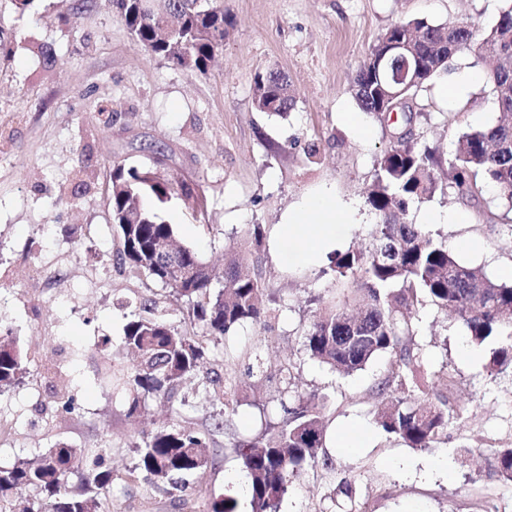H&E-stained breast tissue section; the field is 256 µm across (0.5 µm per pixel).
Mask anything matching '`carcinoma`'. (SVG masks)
Returning <instances> with one entry per match:
<instances>
[{
  "mask_svg": "<svg viewBox=\"0 0 512 512\" xmlns=\"http://www.w3.org/2000/svg\"><path fill=\"white\" fill-rule=\"evenodd\" d=\"M112 5L140 44L190 73L206 74L209 62L223 48L224 9L216 0H112ZM392 40L416 50L419 81L406 92L408 97L447 72L453 55L476 48L492 64L489 80L503 118L492 128L473 129L458 138L455 155L448 161L452 180L447 185L437 177L442 160L436 149L419 143L408 130L398 133L377 160L367 196L376 216L371 243L338 252L331 260L334 280L346 288L327 302L319 295L310 299L319 307L304 330L303 347L310 359L343 374L363 369L378 355H393L402 370L381 388L386 403L374 413V422L408 447L425 449L440 442L458 413L446 399L407 397L425 387L424 371L413 359L410 314L416 308L429 302L454 312L473 342H498L489 371L512 366V283L492 280L461 263L409 219L415 204L444 195L449 188L461 196H475L489 182L512 200V5L481 32L466 23L434 25L424 18L387 28L366 53L352 88L359 108L379 120L390 118V113L380 111V103L398 90L376 68ZM293 103L283 72L268 68L257 74V111L285 118ZM173 191V181L151 168L118 166L112 171L109 207L120 240V265L169 289L185 307L190 323L200 329L193 336L175 329L167 308L155 303L141 304L130 314L122 342L134 355L125 380L126 415L131 419L152 398L167 400L172 413L182 416L186 400L174 402L175 394L202 367L208 343L248 322H261L271 305L279 303L251 259L252 250L264 239V225L247 226L240 242L225 252L219 271L192 248L175 244L173 225L160 210L144 203L147 196L163 202ZM25 372L18 338L1 333L0 392L18 384ZM202 391L228 415L236 413L219 373L205 378ZM325 409L324 399L300 397L286 410L285 421L267 422L254 438L233 445L249 478V512H278L290 484L306 467L328 465L327 458L319 457ZM211 443L212 430L173 422L134 443L136 462L126 472L146 474L161 495L192 509L190 479L213 463L206 451ZM110 458L112 449L107 447L57 445L32 459L0 466V512H12L19 498L27 499L26 512H107L109 489L119 472L105 465ZM83 465L88 473L81 485L74 486L71 477ZM486 471L490 478L512 482V448L492 451ZM208 512H240L239 501L231 495L213 499Z\"/></svg>",
  "mask_w": 512,
  "mask_h": 512,
  "instance_id": "carcinoma-1",
  "label": "carcinoma"
}]
</instances>
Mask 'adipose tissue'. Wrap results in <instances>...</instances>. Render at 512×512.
Wrapping results in <instances>:
<instances>
[{
  "label": "adipose tissue",
  "instance_id": "1",
  "mask_svg": "<svg viewBox=\"0 0 512 512\" xmlns=\"http://www.w3.org/2000/svg\"><path fill=\"white\" fill-rule=\"evenodd\" d=\"M345 213V208L338 206L335 198L318 195L288 213L278 228L276 245L280 248L294 246L306 263H318L336 249L339 242L336 226L343 223Z\"/></svg>",
  "mask_w": 512,
  "mask_h": 512
}]
</instances>
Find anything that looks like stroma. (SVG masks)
I'll use <instances>...</instances> for the list:
<instances>
[{"label":"stroma","instance_id":"35a3bbf8","mask_svg":"<svg viewBox=\"0 0 512 512\" xmlns=\"http://www.w3.org/2000/svg\"><path fill=\"white\" fill-rule=\"evenodd\" d=\"M224 47L207 75L196 76L142 48L111 0H37L19 14L0 0V331L17 336L27 354L21 383L0 393V464L34 457L59 443L110 445L133 465V432L169 421L166 401L148 400L131 421L119 396L130 362L121 350L128 300L169 307V322L187 329L168 289L116 263L119 240L107 205L117 166L155 165L182 188L165 203L145 197L172 224L177 240L209 262H222L249 224L267 234L255 253L282 306L212 345L204 363L225 378L238 402L227 417L196 384L178 391L187 425L222 427L217 456L192 487L199 500L220 497L240 467L234 444L276 423L300 396H327L328 427L370 426L373 440L342 448L326 440L331 468H307L280 512H512V482L488 478L483 457L512 448V367L487 370L464 355L461 322L425 305L412 324L414 358L428 376L429 397H447L461 418L434 448L413 449L373 426L377 388L397 373L382 354L343 376L310 360L301 345L310 295L336 290L329 261L304 264L270 240L288 210L320 192L355 203L345 246L368 239L376 222L366 203L374 166L394 140L393 124L362 112L352 95L359 66L392 24L425 18L436 24L490 27L507 0H220ZM273 67L295 89L287 118L256 111L255 75ZM447 76L419 91L414 129L443 158L459 135L496 125L490 83L446 98ZM442 214L429 232L445 245L464 239V264L503 280L512 269V202L493 185L476 199L455 193L416 204L421 223ZM453 213L462 222L450 221ZM253 377H246V370ZM69 384L70 410L51 401ZM473 456L460 463L462 449ZM455 460L453 476L437 469ZM351 484V495L341 491ZM112 512H178L145 475L116 477Z\"/></svg>","mask_w":512,"mask_h":512}]
</instances>
